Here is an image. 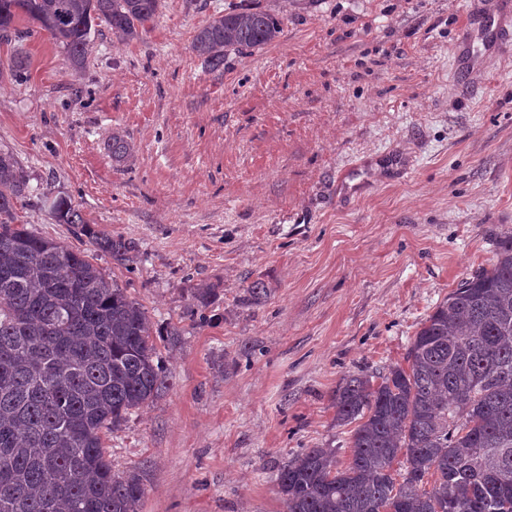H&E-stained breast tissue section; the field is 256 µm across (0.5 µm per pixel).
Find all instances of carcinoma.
Returning a JSON list of instances; mask_svg holds the SVG:
<instances>
[{"label":"carcinoma","mask_w":512,"mask_h":512,"mask_svg":"<svg viewBox=\"0 0 512 512\" xmlns=\"http://www.w3.org/2000/svg\"><path fill=\"white\" fill-rule=\"evenodd\" d=\"M162 7L0 0V35L25 16L76 72L94 21L132 41ZM280 29L270 12L234 10L202 26L191 50L217 71L227 53L261 49ZM7 70L24 79L27 57L12 55ZM109 147L118 162L130 153L118 133ZM29 192L26 172L0 151V512H139L143 479L112 472L103 437L169 389L161 334L89 255L18 223ZM51 211L117 262L135 251L96 231L65 197ZM406 361L376 386L357 376L337 390L336 421L357 423L350 461L339 465L328 448L289 459L277 476L286 512H512V236L491 268L462 280L426 317Z\"/></svg>","instance_id":"obj_1"}]
</instances>
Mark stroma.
I'll list each match as a JSON object with an SVG mask.
<instances>
[{"label": "stroma", "instance_id": "1", "mask_svg": "<svg viewBox=\"0 0 512 512\" xmlns=\"http://www.w3.org/2000/svg\"><path fill=\"white\" fill-rule=\"evenodd\" d=\"M282 31L218 71L190 49L217 13ZM512 0H164L141 39L94 27L70 72L46 35L0 39V149L30 178L27 228L91 253L155 328L171 385L107 434L139 512H285L277 473L308 448L347 462L336 392L405 365L422 321L512 234ZM133 146L113 160V133ZM136 245L95 251L50 203ZM267 296L245 300L253 282ZM210 305L188 316L190 290Z\"/></svg>", "mask_w": 512, "mask_h": 512}]
</instances>
